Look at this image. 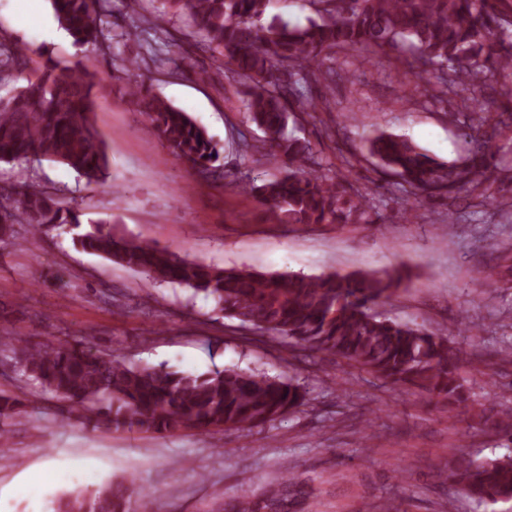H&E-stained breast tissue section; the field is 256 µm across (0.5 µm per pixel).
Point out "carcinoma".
Returning <instances> with one entry per match:
<instances>
[{
    "label": "carcinoma",
    "instance_id": "obj_1",
    "mask_svg": "<svg viewBox=\"0 0 512 512\" xmlns=\"http://www.w3.org/2000/svg\"><path fill=\"white\" fill-rule=\"evenodd\" d=\"M59 27L79 46H97L104 35L100 0H50ZM270 0H161L154 36L169 11L187 12L208 38L207 51L219 66L248 80L242 99L248 119L265 144L288 157L279 178L244 186L276 224H358L366 218V196L307 166L314 145L283 135L296 121L290 101L315 118L313 82L329 84L336 72L324 67L336 50L359 53L411 51L416 76L433 68L444 83L476 86L501 76L512 96V0H310L315 17L290 26L277 17L263 21ZM29 59L0 44V82L28 67ZM97 71L79 61L71 67L45 65L27 84L0 96V161L20 162L36 154L67 165L89 183L109 175L110 163L90 114ZM149 132L165 141L201 174L221 170L222 150L186 112L152 94L142 83L130 89ZM366 155L407 196L409 208L426 199L455 200L466 194L492 205L489 141L474 139L465 159L445 162L411 140L378 134ZM0 242L13 224L32 232L66 225L83 251L155 281L189 288L214 301V312L303 351L323 353L397 388L434 394L453 412L466 401L457 367L459 349L441 331L381 316L376 307L410 278L403 265L355 269L347 274H267L193 260L148 240L127 238L112 222L85 224L80 212L27 177L0 187ZM18 376L67 403L65 419L98 429L176 435L186 430L250 431L307 403V389L292 378L237 368L191 374L156 367H130L83 344L59 340L31 346L0 334ZM21 415L19 400L0 391V440L13 460L4 426ZM451 480L480 500L512 499V457L475 462L460 458ZM303 491L293 473L261 495L243 492L224 512H294ZM134 490L125 479L109 481L90 494L60 499L55 512H135Z\"/></svg>",
    "mask_w": 512,
    "mask_h": 512
}]
</instances>
